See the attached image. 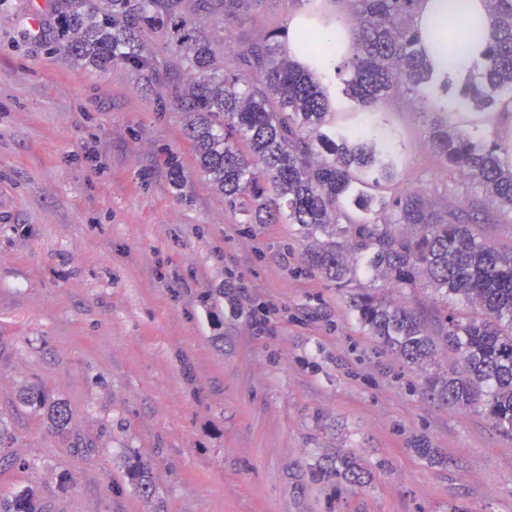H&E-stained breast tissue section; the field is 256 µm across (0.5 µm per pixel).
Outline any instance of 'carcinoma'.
I'll list each match as a JSON object with an SVG mask.
<instances>
[{
  "mask_svg": "<svg viewBox=\"0 0 512 512\" xmlns=\"http://www.w3.org/2000/svg\"><path fill=\"white\" fill-rule=\"evenodd\" d=\"M204 0H105L96 12L90 0H54V49L81 66H156L146 36L174 28L164 43L186 83L174 104L185 113L186 136L198 170L224 194L244 224L298 225L305 257L331 285L346 294L356 320L385 351L425 373L424 395L443 406L474 411L512 439V254L480 237L469 216L448 202L419 193L386 199L362 189L398 180L396 157L378 148L359 126H336L333 97L321 68L288 54L286 23L262 29L245 67L232 50L217 58L223 20L242 19L253 0H222L224 19L196 27L192 13ZM352 52L344 80L346 97L365 110L384 95L403 90L442 116L429 139L445 168L481 186L502 212L512 213V159L495 143H483L445 118L446 99L433 101L424 88L433 81L422 38L412 18L420 0H348ZM491 19L485 87L468 92L471 107L484 110L493 95L512 108V0H485ZM448 36L461 42L467 23L448 20ZM316 62L329 52L318 35L306 38ZM382 280L390 291L374 286ZM429 288L442 302L431 311L394 297ZM454 355L445 368L439 348ZM30 407H48L57 429L67 410L48 403L36 388ZM326 472L353 484L361 469L347 455L328 461ZM135 486L151 493L147 467L127 462ZM26 491L0 512H36Z\"/></svg>",
  "mask_w": 512,
  "mask_h": 512,
  "instance_id": "cac0c4a2",
  "label": "carcinoma"
}]
</instances>
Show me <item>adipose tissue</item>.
<instances>
[{
	"mask_svg": "<svg viewBox=\"0 0 512 512\" xmlns=\"http://www.w3.org/2000/svg\"><path fill=\"white\" fill-rule=\"evenodd\" d=\"M460 10L466 18L475 20L476 26L469 42L451 50L440 40L437 29L448 15ZM415 24L425 39L435 77L461 75L484 61L489 26L484 0H421Z\"/></svg>",
	"mask_w": 512,
	"mask_h": 512,
	"instance_id": "obj_1",
	"label": "adipose tissue"
}]
</instances>
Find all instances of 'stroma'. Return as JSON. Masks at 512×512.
<instances>
[{
	"label": "stroma",
	"mask_w": 512,
	"mask_h": 512,
	"mask_svg": "<svg viewBox=\"0 0 512 512\" xmlns=\"http://www.w3.org/2000/svg\"><path fill=\"white\" fill-rule=\"evenodd\" d=\"M51 5L0 10V428L15 458L0 500L30 487L42 512H512V440L428 400L423 374L308 265L294 225L242 223L199 173L163 35L147 37L153 74L78 66L49 50ZM319 9L347 19L343 0H255L224 30L240 54ZM346 68L328 74L336 123L382 124L400 158L387 194L477 213L512 252V214L432 151L431 111L397 93L347 106ZM455 122L512 152V112ZM31 387L66 405L65 430L22 403ZM339 452L364 484L320 475ZM128 456L148 464L151 496Z\"/></svg>",
	"instance_id": "stroma-1"
}]
</instances>
